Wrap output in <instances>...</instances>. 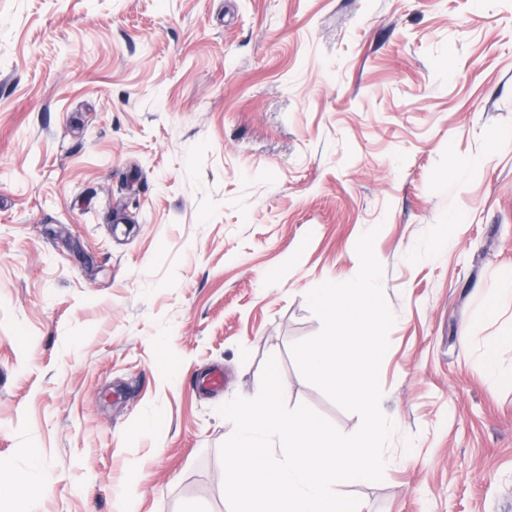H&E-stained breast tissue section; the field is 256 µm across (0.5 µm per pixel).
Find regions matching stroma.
I'll use <instances>...</instances> for the list:
<instances>
[{
  "instance_id": "obj_1",
  "label": "stroma",
  "mask_w": 512,
  "mask_h": 512,
  "mask_svg": "<svg viewBox=\"0 0 512 512\" xmlns=\"http://www.w3.org/2000/svg\"><path fill=\"white\" fill-rule=\"evenodd\" d=\"M374 227L395 431L343 491L512 512V0H0V481L51 479L0 512H230L271 357L354 433L292 346Z\"/></svg>"
}]
</instances>
